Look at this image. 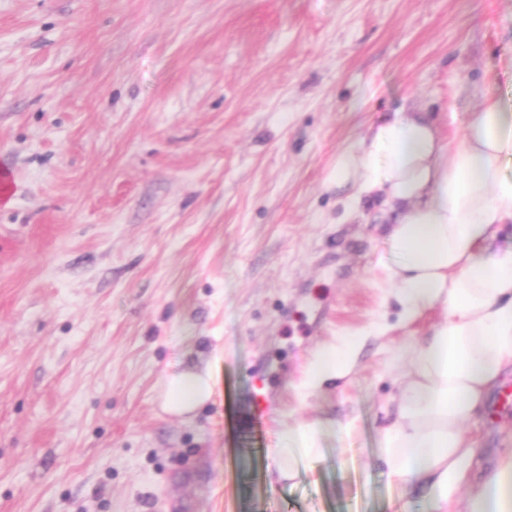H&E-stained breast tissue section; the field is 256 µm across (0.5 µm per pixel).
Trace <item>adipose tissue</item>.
Here are the masks:
<instances>
[{"label": "adipose tissue", "mask_w": 512, "mask_h": 512, "mask_svg": "<svg viewBox=\"0 0 512 512\" xmlns=\"http://www.w3.org/2000/svg\"><path fill=\"white\" fill-rule=\"evenodd\" d=\"M328 183L376 195L392 219L394 299L405 321L441 307L447 316L403 365L379 458L389 481L419 493L429 512H512V448L475 477L479 454L467 423L484 412L512 368V102L497 90L457 143H443L428 113L400 109L372 126L355 150L337 154ZM360 348L348 340L314 356L306 386L345 378ZM209 370L165 376L163 412L191 417L214 393ZM333 421L288 426L274 451L276 481L319 458Z\"/></svg>", "instance_id": "obj_1"}]
</instances>
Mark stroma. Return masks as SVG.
Segmentation results:
<instances>
[{"label": "stroma", "mask_w": 512, "mask_h": 512, "mask_svg": "<svg viewBox=\"0 0 512 512\" xmlns=\"http://www.w3.org/2000/svg\"><path fill=\"white\" fill-rule=\"evenodd\" d=\"M491 87L512 0H0V512H428L379 437L444 312L403 323L381 212L327 177L401 108L460 137ZM206 365L211 402L161 414ZM325 419L354 429L276 482L282 429ZM469 433L512 448V410ZM360 345L361 339L347 340L320 351L306 369V387L319 390L330 381L345 378L354 366ZM214 385L213 375L208 369L166 375L160 394L162 411L189 418L212 399Z\"/></svg>", "instance_id": "obj_1"}]
</instances>
